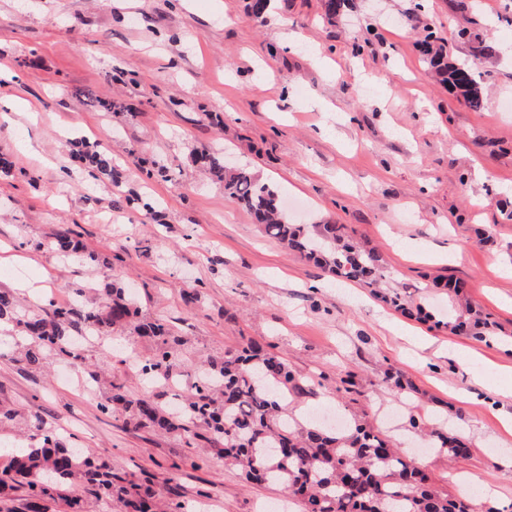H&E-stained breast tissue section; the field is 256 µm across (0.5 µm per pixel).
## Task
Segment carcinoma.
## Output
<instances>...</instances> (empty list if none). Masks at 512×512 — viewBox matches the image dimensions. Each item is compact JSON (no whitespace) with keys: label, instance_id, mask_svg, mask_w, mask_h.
I'll list each match as a JSON object with an SVG mask.
<instances>
[{"label":"carcinoma","instance_id":"cac0c4a2","mask_svg":"<svg viewBox=\"0 0 512 512\" xmlns=\"http://www.w3.org/2000/svg\"><path fill=\"white\" fill-rule=\"evenodd\" d=\"M439 41L430 31L423 45L441 82L472 108H483L480 82L470 68L448 61ZM72 156L95 175L112 176L108 150L85 147ZM194 160L224 183V192L267 236L301 258L367 288L387 279L382 256L362 248L348 225L295 223L281 207L277 191L258 183L248 168L227 166L219 150H202ZM48 247L65 261L110 265L102 252L85 247L80 232L68 227L59 230ZM432 287L442 289L448 301L460 307L455 318L436 321L449 333L478 342L506 336L471 302L464 282L436 279ZM383 299L406 318H431L399 293H386ZM118 330L153 343L149 356L136 359L147 380L184 372V341L168 321L142 315L138 299L118 282L107 284L94 303L79 289L64 307L37 309L0 290V346L15 348L14 360L22 370L41 373L57 360L80 362L83 376L99 394L102 412L119 410L136 429L183 434L188 446L200 444L239 467L247 482L281 486L301 503L302 512H474L470 498L442 495L425 469L371 427L357 422L342 431L317 424L290 426L282 401L290 393L309 392V384L272 351V345L249 341L210 356L198 369L197 382L182 395L180 409L170 411L151 396L134 395L103 377L75 352V342L110 341ZM383 383L389 390L413 389L395 369L387 370ZM15 424L24 426L29 438L27 444L10 448L0 466V498L22 489L28 512H46L45 503L55 499L64 501L70 512H86L89 495L119 504L121 512H183L182 502L155 489L151 480L136 482L112 473L105 462L83 455L41 417L0 404V429ZM428 436L430 445L450 458L470 454L468 442L459 435L432 426Z\"/></svg>","mask_w":512,"mask_h":512}]
</instances>
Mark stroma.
<instances>
[{"mask_svg": "<svg viewBox=\"0 0 512 512\" xmlns=\"http://www.w3.org/2000/svg\"><path fill=\"white\" fill-rule=\"evenodd\" d=\"M249 0H0V289L32 306L76 289L129 283L143 314L184 337L191 362L272 344L312 390L289 397V418L330 405L410 450L409 415L465 436L471 453L423 457L439 490L480 479L479 502L512 512V338L477 342L410 321L369 288L340 281L267 237L250 214L206 177L195 151L223 149L279 191L301 224L351 225L380 250L388 285L410 284L416 302L447 310L430 277L460 279L512 334V0H354L335 23L323 0H269L252 19ZM442 33L449 59L477 63L484 106L449 93L417 45ZM496 48L473 61L469 35ZM112 101L101 112L81 90ZM224 118L216 128L211 114ZM112 154L117 181L88 178L70 146ZM155 160L165 176H151ZM155 202L118 208L117 193ZM76 228L104 250L111 271L61 261L48 247ZM488 242H478L477 230ZM200 300L186 305L185 292ZM151 343L116 336L111 351L84 345L93 367L130 392H149L135 357ZM418 389L407 398L381 385L388 367ZM63 365L29 375L0 357V401L71 434L113 472L176 482L192 512H260L287 504L280 486L247 484L240 471L198 454L183 437L127 426L102 413L99 396L62 381ZM355 375L346 394L336 382ZM168 402L170 390H151ZM207 497H199V490Z\"/></svg>", "mask_w": 512, "mask_h": 512, "instance_id": "35a3bbf8", "label": "stroma"}]
</instances>
